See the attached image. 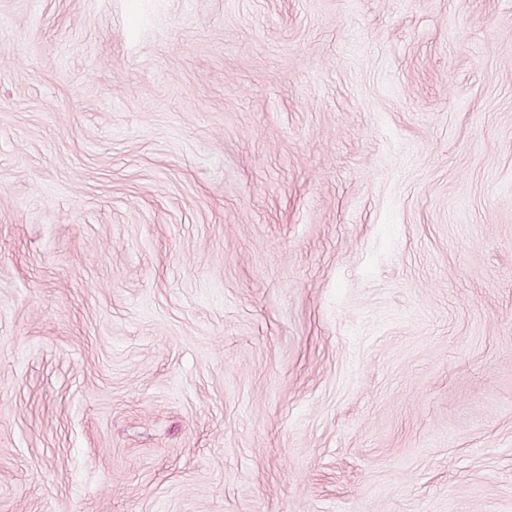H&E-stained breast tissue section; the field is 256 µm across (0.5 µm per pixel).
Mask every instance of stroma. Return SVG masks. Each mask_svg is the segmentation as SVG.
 <instances>
[{
    "label": "stroma",
    "mask_w": 512,
    "mask_h": 512,
    "mask_svg": "<svg viewBox=\"0 0 512 512\" xmlns=\"http://www.w3.org/2000/svg\"><path fill=\"white\" fill-rule=\"evenodd\" d=\"M0 512H512V0H0Z\"/></svg>",
    "instance_id": "1"
}]
</instances>
